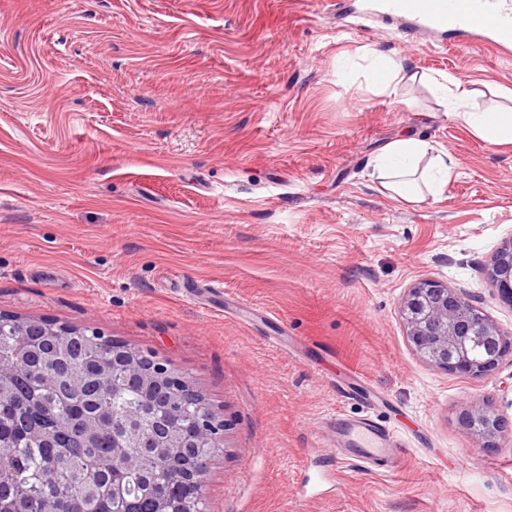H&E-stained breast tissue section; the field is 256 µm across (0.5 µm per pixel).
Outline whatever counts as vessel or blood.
Masks as SVG:
<instances>
[{
  "mask_svg": "<svg viewBox=\"0 0 512 512\" xmlns=\"http://www.w3.org/2000/svg\"><path fill=\"white\" fill-rule=\"evenodd\" d=\"M362 20H399L406 34H431L463 47L512 56V0H363L351 12ZM347 438L358 461L387 466L393 433L371 420L353 424Z\"/></svg>",
  "mask_w": 512,
  "mask_h": 512,
  "instance_id": "b4317fda",
  "label": "vessel or blood"
}]
</instances>
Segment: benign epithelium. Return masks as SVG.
Returning <instances> with one entry per match:
<instances>
[{"instance_id": "benign-epithelium-1", "label": "benign epithelium", "mask_w": 512, "mask_h": 512, "mask_svg": "<svg viewBox=\"0 0 512 512\" xmlns=\"http://www.w3.org/2000/svg\"><path fill=\"white\" fill-rule=\"evenodd\" d=\"M486 274L501 299L512 306V239L497 250ZM401 314L416 353L447 371L482 378L512 354V336L503 334L466 292L440 280L426 279L410 287L402 299ZM473 344L483 346L482 358H470L468 348ZM463 420L489 443L504 432V425L483 400L474 401Z\"/></svg>"}]
</instances>
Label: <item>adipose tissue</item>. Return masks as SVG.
Returning a JSON list of instances; mask_svg holds the SVG:
<instances>
[{
    "label": "adipose tissue",
    "mask_w": 512,
    "mask_h": 512,
    "mask_svg": "<svg viewBox=\"0 0 512 512\" xmlns=\"http://www.w3.org/2000/svg\"><path fill=\"white\" fill-rule=\"evenodd\" d=\"M382 93L395 96L400 88L427 83L428 75L409 70L402 60L376 55L371 67ZM449 116L473 137L491 147L512 143V107L478 108L474 92L447 76L438 82ZM372 175L392 198L419 202L441 196L456 175L457 164L445 149L416 137H400L384 145L371 163Z\"/></svg>",
    "instance_id": "obj_1"
}]
</instances>
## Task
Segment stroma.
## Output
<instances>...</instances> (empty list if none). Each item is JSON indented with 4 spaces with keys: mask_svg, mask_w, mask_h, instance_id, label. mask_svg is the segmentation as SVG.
Listing matches in <instances>:
<instances>
[{
    "mask_svg": "<svg viewBox=\"0 0 512 512\" xmlns=\"http://www.w3.org/2000/svg\"><path fill=\"white\" fill-rule=\"evenodd\" d=\"M336 0H0V312L154 351L224 418L208 512H512V355L472 379L423 361L400 304L465 290L512 334L486 266L512 237V146L433 90L378 93L373 53L501 104L512 58L336 27ZM448 150L440 198L389 197L387 142ZM282 345H274V338ZM390 428L387 468L345 423ZM464 422L473 427L488 443L504 432V425L484 400L474 401L463 415Z\"/></svg>",
    "mask_w": 512,
    "mask_h": 512,
    "instance_id": "stroma-1",
    "label": "stroma"
}]
</instances>
